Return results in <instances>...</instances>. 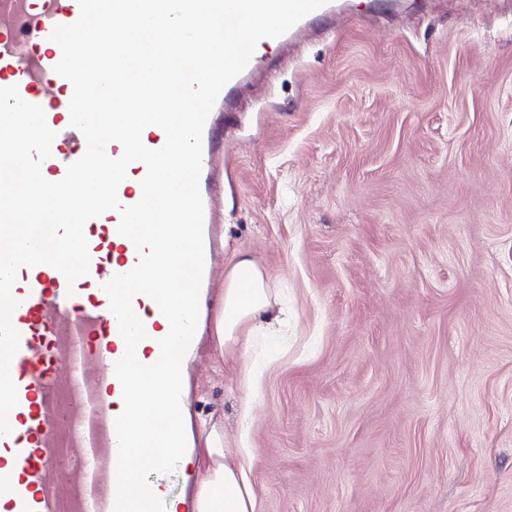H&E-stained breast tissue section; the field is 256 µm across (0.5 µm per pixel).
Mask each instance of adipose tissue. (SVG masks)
Masks as SVG:
<instances>
[{
    "label": "adipose tissue",
    "instance_id": "1",
    "mask_svg": "<svg viewBox=\"0 0 512 512\" xmlns=\"http://www.w3.org/2000/svg\"><path fill=\"white\" fill-rule=\"evenodd\" d=\"M274 305L266 274L245 252H235L214 319L219 360H226L256 320L271 316ZM200 429L206 477L196 493V512H254V490L242 467L230 461L223 436L206 420Z\"/></svg>",
    "mask_w": 512,
    "mask_h": 512
}]
</instances>
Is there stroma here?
Segmentation results:
<instances>
[{"label": "stroma", "instance_id": "stroma-1", "mask_svg": "<svg viewBox=\"0 0 512 512\" xmlns=\"http://www.w3.org/2000/svg\"><path fill=\"white\" fill-rule=\"evenodd\" d=\"M287 326L187 370L255 512H512V0H338L215 113Z\"/></svg>", "mask_w": 512, "mask_h": 512}]
</instances>
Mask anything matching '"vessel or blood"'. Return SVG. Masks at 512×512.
I'll list each match as a JSON object with an SVG mask.
<instances>
[{"instance_id":"vessel-or-blood-1","label":"vessel or blood","mask_w":512,"mask_h":512,"mask_svg":"<svg viewBox=\"0 0 512 512\" xmlns=\"http://www.w3.org/2000/svg\"><path fill=\"white\" fill-rule=\"evenodd\" d=\"M79 16L78 0H0V88L17 86L24 101L43 108L56 137L42 173L53 182L86 150L83 134L71 125L73 86L55 71L62 52L51 39L55 26ZM24 38L36 49L22 66L16 54ZM145 174L143 163L129 165L118 188L122 204L141 199ZM119 221L118 212L108 211L85 224L90 266L75 284L46 264L17 271L11 322L20 342L10 373L18 404L8 417L10 434L0 436L6 512H114L115 420L123 411L114 366L126 346L103 285L139 261L134 244L119 235ZM132 306L146 331L136 356L150 365L160 357L169 322L147 295H136ZM63 364L72 370L65 382L56 374Z\"/></svg>"}]
</instances>
